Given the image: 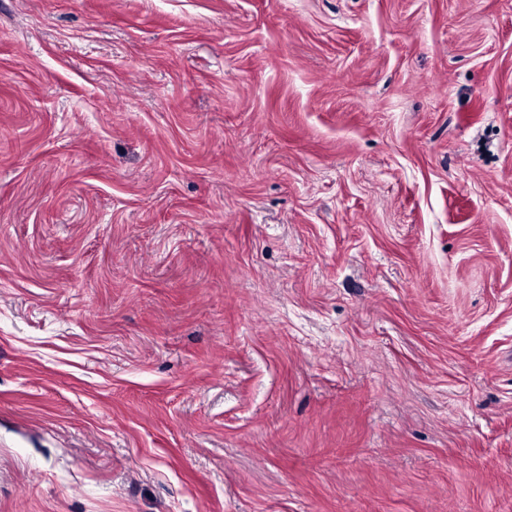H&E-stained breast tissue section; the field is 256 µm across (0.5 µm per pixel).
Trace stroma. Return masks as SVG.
<instances>
[{
    "mask_svg": "<svg viewBox=\"0 0 512 512\" xmlns=\"http://www.w3.org/2000/svg\"><path fill=\"white\" fill-rule=\"evenodd\" d=\"M0 512H512V0H0Z\"/></svg>",
    "mask_w": 512,
    "mask_h": 512,
    "instance_id": "stroma-1",
    "label": "stroma"
}]
</instances>
